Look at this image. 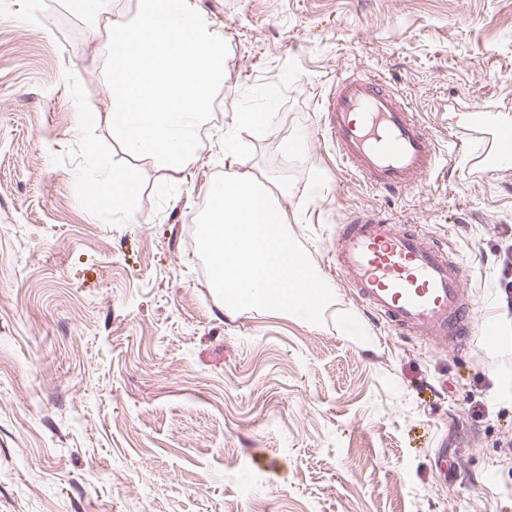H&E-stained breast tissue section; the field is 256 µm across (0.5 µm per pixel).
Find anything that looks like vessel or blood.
I'll return each instance as SVG.
<instances>
[{"mask_svg": "<svg viewBox=\"0 0 512 512\" xmlns=\"http://www.w3.org/2000/svg\"><path fill=\"white\" fill-rule=\"evenodd\" d=\"M324 127L338 160L373 189L399 194L434 176L441 154L408 102L382 78H338L324 101ZM487 146L479 171L512 161V126L472 111ZM337 277L376 318L403 333L466 341L475 320L456 256L401 224L373 213L339 226Z\"/></svg>", "mask_w": 512, "mask_h": 512, "instance_id": "obj_1", "label": "vessel or blood"}]
</instances>
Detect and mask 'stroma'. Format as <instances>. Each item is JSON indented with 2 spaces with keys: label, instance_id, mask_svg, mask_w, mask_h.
I'll return each instance as SVG.
<instances>
[{
  "label": "stroma",
  "instance_id": "stroma-1",
  "mask_svg": "<svg viewBox=\"0 0 512 512\" xmlns=\"http://www.w3.org/2000/svg\"><path fill=\"white\" fill-rule=\"evenodd\" d=\"M224 36V89L180 181L128 157L102 116L105 36L60 0H0V512H512V164H442L385 195L322 134L339 77L375 74L435 145L479 143L456 115L512 116V0H198ZM296 60L271 131L239 169L294 179L288 229L334 295L326 321L225 312L193 220L224 171L228 96ZM304 137L295 155L284 141ZM127 169L136 220L89 211L82 175ZM416 227L463 264L502 336L441 345L373 319L336 276L338 225ZM448 472H440L439 453Z\"/></svg>",
  "mask_w": 512,
  "mask_h": 512
}]
</instances>
